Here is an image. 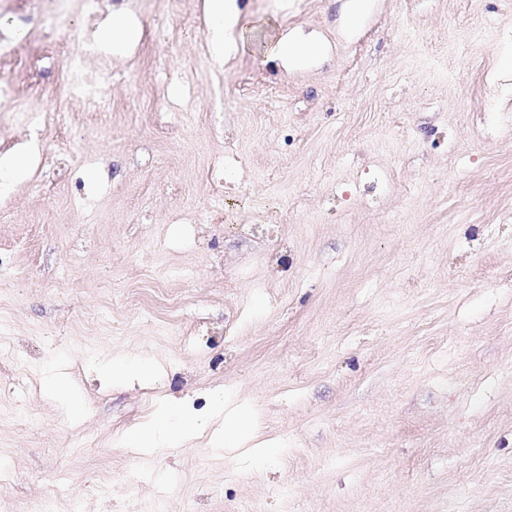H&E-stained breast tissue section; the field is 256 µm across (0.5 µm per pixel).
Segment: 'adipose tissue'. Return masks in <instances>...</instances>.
Instances as JSON below:
<instances>
[{
	"instance_id": "adipose-tissue-1",
	"label": "adipose tissue",
	"mask_w": 512,
	"mask_h": 512,
	"mask_svg": "<svg viewBox=\"0 0 512 512\" xmlns=\"http://www.w3.org/2000/svg\"><path fill=\"white\" fill-rule=\"evenodd\" d=\"M207 40L211 53L225 57L236 50L229 35L238 16L235 0H206ZM256 422L251 410L236 404L234 399L217 388L210 394V410L200 415L187 406L168 403L162 405L152 417L127 434L128 447L142 454L152 455L164 448H175L198 435L211 436V447L216 453L237 448L246 449L249 456L263 462L276 457L281 446L272 440H261L255 435Z\"/></svg>"
}]
</instances>
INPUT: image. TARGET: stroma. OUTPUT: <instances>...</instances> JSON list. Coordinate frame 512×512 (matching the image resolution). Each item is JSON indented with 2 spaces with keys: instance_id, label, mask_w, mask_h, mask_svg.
Listing matches in <instances>:
<instances>
[{
  "instance_id": "35a3bbf8",
  "label": "stroma",
  "mask_w": 512,
  "mask_h": 512,
  "mask_svg": "<svg viewBox=\"0 0 512 512\" xmlns=\"http://www.w3.org/2000/svg\"><path fill=\"white\" fill-rule=\"evenodd\" d=\"M241 3L227 64L205 0L0 10V512H512V0ZM276 26L322 58L284 71ZM127 355L155 378L91 365ZM217 387L279 456L123 446ZM131 37V30L121 12H112V21L104 29L102 39L112 49H120Z\"/></svg>"
}]
</instances>
